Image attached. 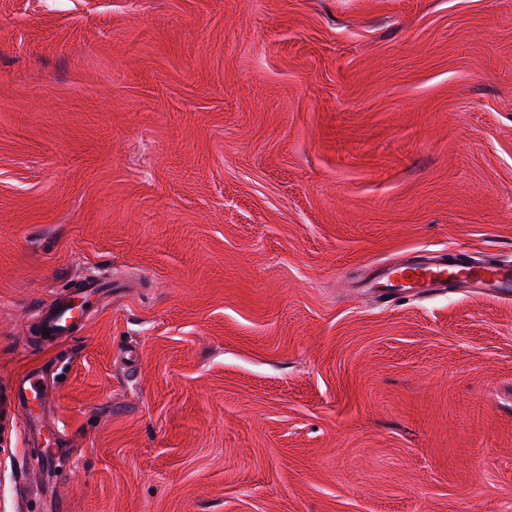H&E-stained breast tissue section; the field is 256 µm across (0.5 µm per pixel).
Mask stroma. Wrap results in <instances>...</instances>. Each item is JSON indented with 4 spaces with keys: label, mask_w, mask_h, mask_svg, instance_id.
I'll return each instance as SVG.
<instances>
[{
    "label": "stroma",
    "mask_w": 512,
    "mask_h": 512,
    "mask_svg": "<svg viewBox=\"0 0 512 512\" xmlns=\"http://www.w3.org/2000/svg\"><path fill=\"white\" fill-rule=\"evenodd\" d=\"M512 0H0V512H512ZM107 276L87 328L42 309ZM410 263L375 265L362 283L363 291L381 287L379 297L393 303L448 289L512 299V262L488 263L465 253L434 252ZM47 388L34 377L22 376L1 393L0 417L5 422L23 416L28 438L39 444L43 437V411L47 401Z\"/></svg>",
    "instance_id": "1"
}]
</instances>
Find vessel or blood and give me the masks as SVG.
<instances>
[{
    "label": "vessel or blood",
    "mask_w": 512,
    "mask_h": 512,
    "mask_svg": "<svg viewBox=\"0 0 512 512\" xmlns=\"http://www.w3.org/2000/svg\"><path fill=\"white\" fill-rule=\"evenodd\" d=\"M362 288L379 289L386 303L448 290L511 300L512 262L489 263L463 253L438 252L409 263L373 266ZM75 301H60L45 312L42 326L51 337L64 338L84 327V314L77 311ZM47 398V389L40 381L19 377L0 391V418L23 417L28 437L41 440Z\"/></svg>",
    "instance_id": "obj_1"
}]
</instances>
